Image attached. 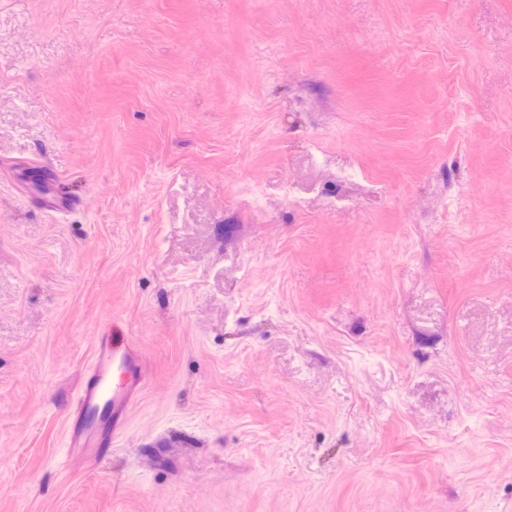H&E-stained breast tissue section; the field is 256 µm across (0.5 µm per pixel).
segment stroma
Segmentation results:
<instances>
[{"label":"stroma","mask_w":512,"mask_h":512,"mask_svg":"<svg viewBox=\"0 0 512 512\" xmlns=\"http://www.w3.org/2000/svg\"><path fill=\"white\" fill-rule=\"evenodd\" d=\"M0 512H512V0H0ZM144 384L142 355L130 337L112 325L97 336L92 362L81 378L66 424L67 453L87 462L99 460L104 448H112L122 438Z\"/></svg>","instance_id":"obj_1"}]
</instances>
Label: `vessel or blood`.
Returning <instances> with one entry per match:
<instances>
[{
    "label": "vessel or blood",
    "instance_id": "b4317fda",
    "mask_svg": "<svg viewBox=\"0 0 512 512\" xmlns=\"http://www.w3.org/2000/svg\"><path fill=\"white\" fill-rule=\"evenodd\" d=\"M144 384V359L130 338L113 328L98 337L66 424L68 454L99 460L105 448L122 438Z\"/></svg>",
    "mask_w": 512,
    "mask_h": 512
}]
</instances>
